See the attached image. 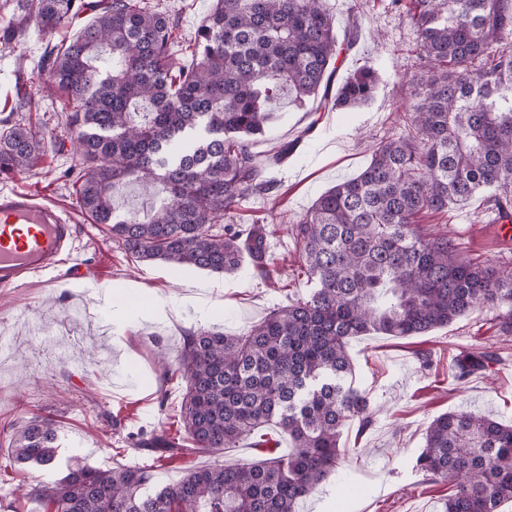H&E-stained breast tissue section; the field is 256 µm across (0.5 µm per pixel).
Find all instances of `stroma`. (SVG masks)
Listing matches in <instances>:
<instances>
[{
	"label": "stroma",
	"instance_id": "stroma-1",
	"mask_svg": "<svg viewBox=\"0 0 512 512\" xmlns=\"http://www.w3.org/2000/svg\"><path fill=\"white\" fill-rule=\"evenodd\" d=\"M213 0H165L183 41H193ZM338 27L359 17L361 36L337 63V78L363 65L374 66L379 82L366 105L329 112L316 101L298 108L280 96L272 104L277 119L252 149L273 154L283 143L296 147L272 167L278 190L242 201L234 214L240 224H265L267 256L280 273L279 284L265 282L243 262L232 274L180 268L161 260L139 262L120 248L111 233L92 223L77 202L75 185L82 168L72 142L46 140L31 167L0 172V190L26 191L56 203L77 227L75 251L56 270L0 287V336L12 337L8 356H0V512H43L33 501L16 498L24 479L54 481L70 466L100 469L115 462L153 463L152 488L180 479L192 467L234 465L253 460L260 449L241 442L217 454L151 462L131 452V435L164 430L183 437L180 410L185 383L163 381L165 365H177L185 336L198 329L240 332L289 298L312 286L296 274L298 259L286 226L307 211L337 182L357 175L371 158L370 148L401 133L397 113L410 103L415 73V34L391 0H327ZM85 8L52 31L28 27L23 39L0 42V130L17 121L54 133L67 97L52 86L42 66L94 18ZM480 201L453 211L426 215L424 224L448 227L468 258L483 262L512 258V231L504 223L481 219ZM137 282L147 295L168 297L170 311L155 320L134 308L89 298L88 289L123 293ZM204 291L211 304L203 313L185 296ZM489 310L473 312L424 336L393 339L361 336L348 351L357 385L378 410L366 430L345 428L341 445L351 462L304 502L301 512H443L449 486L421 471L416 459L425 430L435 417L460 408L512 425V335L500 336ZM489 342L499 355L486 373L455 380L454 358L472 345ZM53 418L58 426V464L50 471L19 470L10 454L12 425L32 416Z\"/></svg>",
	"mask_w": 512,
	"mask_h": 512
}]
</instances>
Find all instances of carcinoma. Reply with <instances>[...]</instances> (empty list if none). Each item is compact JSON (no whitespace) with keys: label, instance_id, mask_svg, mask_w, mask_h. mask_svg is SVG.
<instances>
[{"label":"carcinoma","instance_id":"1","mask_svg":"<svg viewBox=\"0 0 512 512\" xmlns=\"http://www.w3.org/2000/svg\"><path fill=\"white\" fill-rule=\"evenodd\" d=\"M21 21L54 30L80 11L77 0H16ZM416 34L415 103L404 130L378 143L367 167L290 219L301 272L312 291L243 332L200 329L184 340L180 418L187 441L166 432L136 442L157 461L216 453L244 440L268 445L277 427L292 449L234 466L187 471L154 493L152 466L78 465L54 482L21 483L18 497L46 512H298V504L342 469L343 430L369 422L368 393L353 378L348 344L371 334L423 336L484 309L497 332L512 333V260L463 256L448 229L420 223L474 198L481 214L512 219V0H392ZM46 69L70 112L58 120L76 135L84 171L77 200L140 261L162 260L211 273L251 260L274 281L263 224L226 227L241 200L276 188L270 157L251 150L288 91L302 106L368 103L378 75L364 66L331 85L339 58L360 37L338 38L326 0H215L194 44L159 3L108 0ZM193 57L176 66L173 48ZM44 135L13 124L0 133V171L27 168ZM135 183L155 198L143 218L116 213L112 198ZM496 353L478 344L457 359L458 379L485 371ZM57 430L34 416L14 427L13 460L54 467ZM417 466L450 485L444 512H498L512 502V427L468 409L434 418Z\"/></svg>","mask_w":512,"mask_h":512}]
</instances>
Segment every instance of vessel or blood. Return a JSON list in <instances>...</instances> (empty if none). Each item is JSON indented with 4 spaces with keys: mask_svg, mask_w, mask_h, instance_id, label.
<instances>
[{
    "mask_svg": "<svg viewBox=\"0 0 512 512\" xmlns=\"http://www.w3.org/2000/svg\"><path fill=\"white\" fill-rule=\"evenodd\" d=\"M73 228L59 208L34 196L0 193V284L11 285L62 263Z\"/></svg>",
    "mask_w": 512,
    "mask_h": 512,
    "instance_id": "vessel-or-blood-1",
    "label": "vessel or blood"
}]
</instances>
